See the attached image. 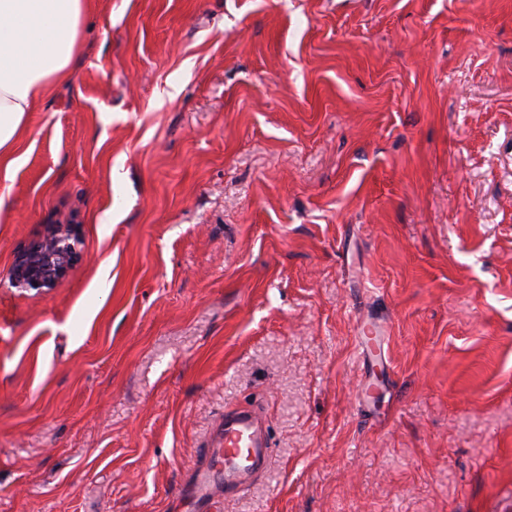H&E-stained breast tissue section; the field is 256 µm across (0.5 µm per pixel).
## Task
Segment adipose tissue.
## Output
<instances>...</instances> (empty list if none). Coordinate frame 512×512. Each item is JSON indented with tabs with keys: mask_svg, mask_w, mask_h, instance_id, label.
Here are the masks:
<instances>
[{
	"mask_svg": "<svg viewBox=\"0 0 512 512\" xmlns=\"http://www.w3.org/2000/svg\"><path fill=\"white\" fill-rule=\"evenodd\" d=\"M91 0H0V164L25 113L65 79L80 50L79 26Z\"/></svg>",
	"mask_w": 512,
	"mask_h": 512,
	"instance_id": "1",
	"label": "adipose tissue"
}]
</instances>
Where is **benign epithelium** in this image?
Here are the masks:
<instances>
[{
  "mask_svg": "<svg viewBox=\"0 0 512 512\" xmlns=\"http://www.w3.org/2000/svg\"><path fill=\"white\" fill-rule=\"evenodd\" d=\"M79 243L74 226L48 228L16 256L9 271V286L38 293L52 290L82 259Z\"/></svg>",
  "mask_w": 512,
  "mask_h": 512,
  "instance_id": "1",
  "label": "benign epithelium"
}]
</instances>
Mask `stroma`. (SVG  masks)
Masks as SVG:
<instances>
[{
	"label": "stroma",
	"instance_id": "1",
	"mask_svg": "<svg viewBox=\"0 0 512 512\" xmlns=\"http://www.w3.org/2000/svg\"><path fill=\"white\" fill-rule=\"evenodd\" d=\"M0 168V512H512V0H92ZM81 262L9 269L52 225ZM272 456L193 486L224 412ZM79 243L75 226L48 228L42 237L32 241L16 256L9 271V286L38 293L52 290L82 259Z\"/></svg>",
	"mask_w": 512,
	"mask_h": 512
}]
</instances>
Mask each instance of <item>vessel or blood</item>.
Wrapping results in <instances>:
<instances>
[{
    "label": "vessel or blood",
    "mask_w": 512,
    "mask_h": 512,
    "mask_svg": "<svg viewBox=\"0 0 512 512\" xmlns=\"http://www.w3.org/2000/svg\"><path fill=\"white\" fill-rule=\"evenodd\" d=\"M261 423L262 416L255 406L225 411L224 436L216 454L226 491L242 487L245 473L257 474L264 469L272 448Z\"/></svg>",
    "instance_id": "obj_1"
}]
</instances>
